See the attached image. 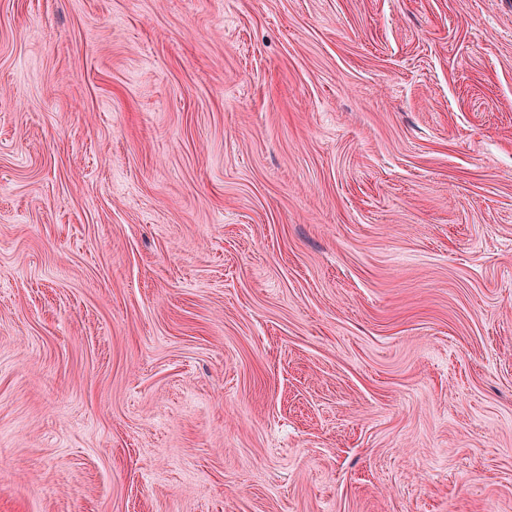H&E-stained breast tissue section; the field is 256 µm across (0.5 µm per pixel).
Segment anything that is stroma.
I'll return each mask as SVG.
<instances>
[{
    "label": "stroma",
    "instance_id": "stroma-1",
    "mask_svg": "<svg viewBox=\"0 0 512 512\" xmlns=\"http://www.w3.org/2000/svg\"><path fill=\"white\" fill-rule=\"evenodd\" d=\"M0 512H512V0H0Z\"/></svg>",
    "mask_w": 512,
    "mask_h": 512
}]
</instances>
